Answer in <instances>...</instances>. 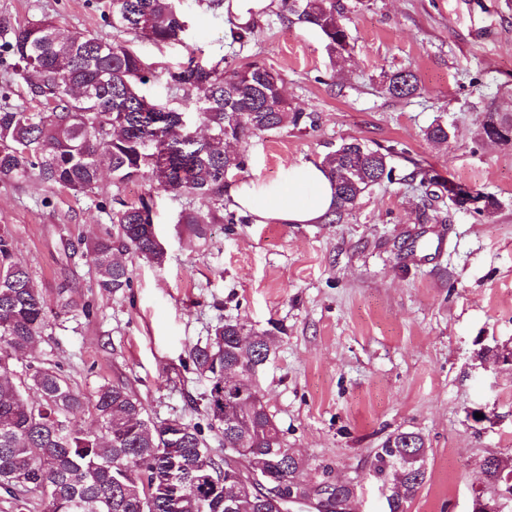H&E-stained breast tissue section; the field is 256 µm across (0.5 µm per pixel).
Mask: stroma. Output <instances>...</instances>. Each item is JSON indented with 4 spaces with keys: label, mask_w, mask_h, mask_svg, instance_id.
Instances as JSON below:
<instances>
[{
    "label": "stroma",
    "mask_w": 512,
    "mask_h": 512,
    "mask_svg": "<svg viewBox=\"0 0 512 512\" xmlns=\"http://www.w3.org/2000/svg\"><path fill=\"white\" fill-rule=\"evenodd\" d=\"M346 61L332 63L324 38L288 21L277 4L260 14L254 39H224L227 17L204 0H183L181 42L135 41L164 69L188 57L258 62L279 71L291 105L314 126L291 125L237 144L246 164L226 179L270 181L292 163H322L344 141L386 152L392 181L370 187L340 223L212 225L196 238L179 216L202 199L140 180L103 175L86 195L34 179L0 181V228L42 292L49 319L42 341L15 360L58 369L92 398L127 383L157 422L204 423L205 380L191 348L215 325L281 328L257 376L289 447L354 485L360 512H386L370 474L390 434L426 440L427 479L407 512H472L486 493L481 463L512 469V140L482 134L488 116L512 110V0H347ZM108 0H0V18L43 17L105 40ZM418 83L391 97L387 74ZM447 124L448 142L426 137ZM435 183L416 179V172ZM493 198L478 213L448 199L444 184ZM152 196L166 261L130 254L132 288L103 295L87 246L113 230L116 200ZM441 223L425 224L422 212Z\"/></svg>",
    "instance_id": "obj_1"
}]
</instances>
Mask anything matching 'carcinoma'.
I'll return each instance as SVG.
<instances>
[{
  "label": "carcinoma",
  "instance_id": "1",
  "mask_svg": "<svg viewBox=\"0 0 512 512\" xmlns=\"http://www.w3.org/2000/svg\"><path fill=\"white\" fill-rule=\"evenodd\" d=\"M112 27L168 45L181 40L186 21L180 0H109ZM281 11L319 30L334 55L349 52L350 38L341 19L346 0H281ZM259 26L228 20L230 44H247ZM10 38L0 54L12 60L14 75L25 81L34 111L0 105V180L36 177L75 194L93 191L106 168L117 184L150 179L159 187L212 200L207 209H188L179 223L198 238L224 220V179L244 167L243 155L226 153V142H241L288 124L314 125V117L291 106L279 72L223 57L215 63L193 59L165 72L169 88L181 93L178 105L157 103L142 94L150 67L128 40L106 41L58 28L44 17L14 26L0 19V33ZM79 84L91 98L69 93ZM393 97L416 93L415 76L387 77ZM201 117L208 134H195L189 113ZM489 139L512 136V115L483 125ZM323 166L336 191L331 223L342 220L371 186L392 180L386 154L357 139L328 154ZM449 199L463 208L483 200L478 212L490 211V197L448 187ZM112 217L114 234L87 247L96 269L95 288L116 294L132 287L128 267L114 254L129 252L161 266L165 249L156 243L150 200L119 202ZM48 323L40 290L16 258L14 239L0 230V492L14 512H31L28 494L40 498L39 512H280L279 499L300 491L296 478L307 460L299 456L267 409L256 381L275 352L279 337L251 332L238 322L215 326L191 351L196 374L207 382L208 427L221 431L224 458L216 459L201 426L180 421L175 427L150 419L144 403L125 384H103L93 398L99 433L70 424L84 410L83 397L66 378L48 367H33L25 380L15 378L11 360L30 352ZM40 399H29L27 391ZM425 442L414 432H399L375 449L372 475L388 486L387 512H406V504L424 485ZM269 475L274 489L240 496L235 492L238 460ZM493 494L506 489L505 467L482 461ZM346 489L336 500L307 512H345Z\"/></svg>",
  "mask_w": 512,
  "mask_h": 512
}]
</instances>
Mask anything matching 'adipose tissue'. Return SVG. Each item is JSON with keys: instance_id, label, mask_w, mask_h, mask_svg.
<instances>
[{"instance_id": "ef3b65f1", "label": "adipose tissue", "mask_w": 512, "mask_h": 512, "mask_svg": "<svg viewBox=\"0 0 512 512\" xmlns=\"http://www.w3.org/2000/svg\"><path fill=\"white\" fill-rule=\"evenodd\" d=\"M236 208L260 224H316L335 206L334 190L322 165H289L274 182H243L230 190Z\"/></svg>"}]
</instances>
